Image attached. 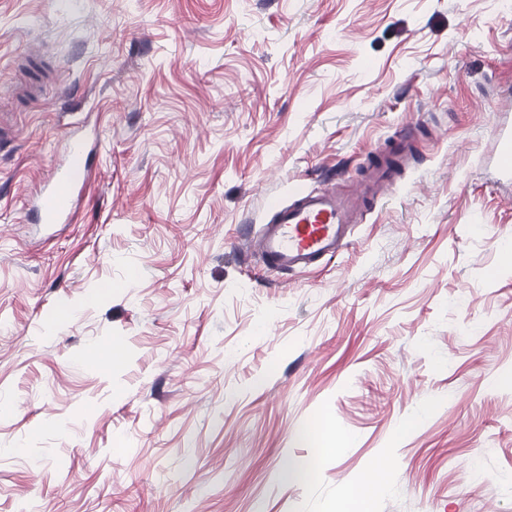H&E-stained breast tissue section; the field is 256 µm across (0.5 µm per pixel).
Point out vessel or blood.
<instances>
[{"instance_id": "b4317fda", "label": "vessel or blood", "mask_w": 512, "mask_h": 512, "mask_svg": "<svg viewBox=\"0 0 512 512\" xmlns=\"http://www.w3.org/2000/svg\"><path fill=\"white\" fill-rule=\"evenodd\" d=\"M414 150L408 137H400L393 152L377 159L355 192L341 195L333 190H299L289 203L273 202L274 221L264 225L255 242L263 262L272 269L289 272L307 270L334 257L347 244L368 201L382 197L393 182V157ZM87 151L84 141L73 140L65 159L49 175L41 198L40 223L62 224L72 218L75 203L87 184ZM493 162L502 177L512 179V125L501 124Z\"/></svg>"}]
</instances>
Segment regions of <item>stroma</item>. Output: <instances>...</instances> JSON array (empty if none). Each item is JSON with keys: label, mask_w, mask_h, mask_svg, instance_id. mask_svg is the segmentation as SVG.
<instances>
[{"label": "stroma", "mask_w": 512, "mask_h": 512, "mask_svg": "<svg viewBox=\"0 0 512 512\" xmlns=\"http://www.w3.org/2000/svg\"><path fill=\"white\" fill-rule=\"evenodd\" d=\"M506 96L512 0H0V512H338L374 463L372 512H512ZM405 132L336 258L244 248ZM493 162L502 177L512 179V126L507 119L497 134ZM87 151L84 141L73 140L65 159L49 175L38 214L40 224H62L72 219L75 203L87 184Z\"/></svg>", "instance_id": "stroma-1"}]
</instances>
